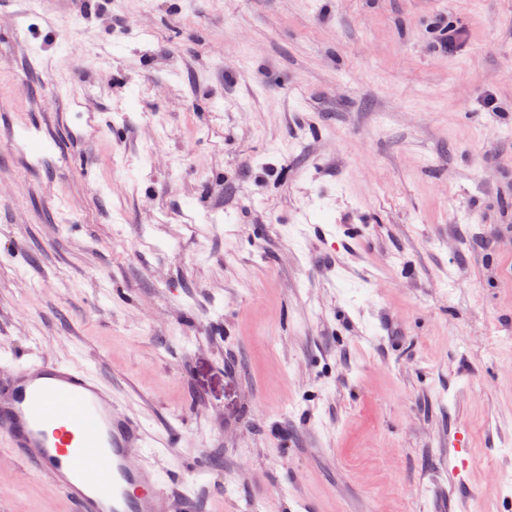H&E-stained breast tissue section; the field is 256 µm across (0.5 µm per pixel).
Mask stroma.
<instances>
[{
	"label": "stroma",
	"mask_w": 512,
	"mask_h": 512,
	"mask_svg": "<svg viewBox=\"0 0 512 512\" xmlns=\"http://www.w3.org/2000/svg\"><path fill=\"white\" fill-rule=\"evenodd\" d=\"M1 99V375L201 512H512V0H0ZM0 512L73 507L0 445Z\"/></svg>",
	"instance_id": "stroma-1"
}]
</instances>
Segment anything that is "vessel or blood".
<instances>
[{"instance_id":"obj_1","label":"vessel or blood","mask_w":512,"mask_h":512,"mask_svg":"<svg viewBox=\"0 0 512 512\" xmlns=\"http://www.w3.org/2000/svg\"><path fill=\"white\" fill-rule=\"evenodd\" d=\"M0 439L48 477L75 512H198L135 465L143 424L85 367L40 358L0 377Z\"/></svg>"}]
</instances>
